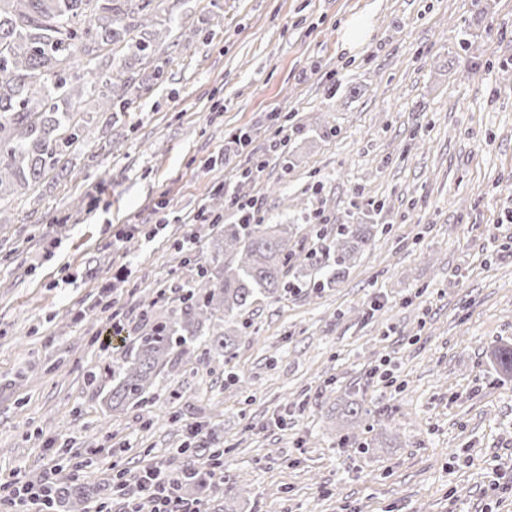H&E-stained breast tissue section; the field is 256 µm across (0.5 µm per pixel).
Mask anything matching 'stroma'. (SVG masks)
<instances>
[{
  "label": "stroma",
  "mask_w": 512,
  "mask_h": 512,
  "mask_svg": "<svg viewBox=\"0 0 512 512\" xmlns=\"http://www.w3.org/2000/svg\"><path fill=\"white\" fill-rule=\"evenodd\" d=\"M174 14L192 41L137 111L96 128L104 154L73 150L71 179L0 203V488L67 451L90 500L116 507L110 476L167 468L197 424L251 490L202 512H512L492 488L512 476V378L488 361L512 343V0H179ZM354 18L367 30L350 45ZM221 185L257 199L263 223L298 225V251L318 225L372 224L375 243L338 287L253 305L231 362L197 347L108 415L113 355L211 259L219 225L180 217ZM161 200L156 238L114 245ZM102 290L114 305H96ZM351 392L368 411L355 429L337 410Z\"/></svg>",
  "instance_id": "35a3bbf8"
}]
</instances>
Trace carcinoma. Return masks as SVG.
<instances>
[{
	"mask_svg": "<svg viewBox=\"0 0 512 512\" xmlns=\"http://www.w3.org/2000/svg\"><path fill=\"white\" fill-rule=\"evenodd\" d=\"M164 0H0V200L27 190L43 177L70 175L66 156L91 144L94 119L79 118L86 90L98 91L97 112L107 121L135 108L163 74L166 42L190 39ZM294 224H226L212 261L228 260L220 273L201 269L181 286L179 303L136 337L131 351L112 361L108 410L144 402L159 373L202 341L215 359H229L243 331L238 322L258 300L289 284L298 262L308 267L306 287L335 288L374 242L373 225L342 224L336 234L315 228L317 248L298 259ZM492 362L512 377V344L496 347ZM206 467L188 462L182 492L219 488L218 447ZM53 503L87 512L74 482L52 489Z\"/></svg>",
	"mask_w": 512,
	"mask_h": 512,
	"instance_id": "obj_1",
	"label": "carcinoma"
}]
</instances>
